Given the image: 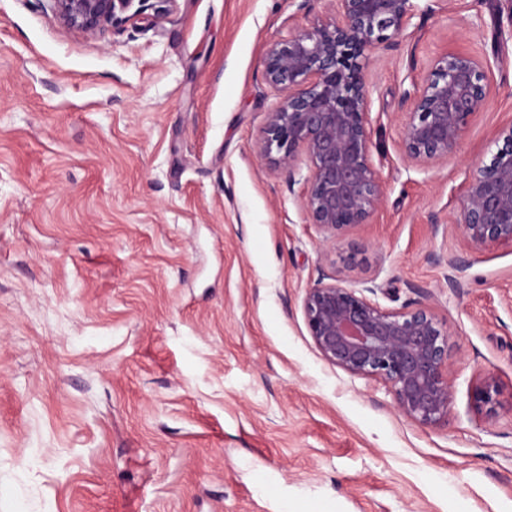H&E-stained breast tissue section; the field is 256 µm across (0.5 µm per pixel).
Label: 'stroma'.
Here are the masks:
<instances>
[{"instance_id": "35a3bbf8", "label": "stroma", "mask_w": 512, "mask_h": 512, "mask_svg": "<svg viewBox=\"0 0 512 512\" xmlns=\"http://www.w3.org/2000/svg\"><path fill=\"white\" fill-rule=\"evenodd\" d=\"M426 4L367 70L383 201L326 250L253 144L269 45L328 0H177L96 36L0 0V512H512V250L432 232L512 128V0ZM449 50L488 61V105L414 167L402 95ZM337 269L447 330V425L322 359L303 300ZM500 386L494 377L480 378L473 386L472 398L478 412L491 414L495 405L498 404Z\"/></svg>"}]
</instances>
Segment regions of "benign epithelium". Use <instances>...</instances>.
I'll return each mask as SVG.
<instances>
[{
	"mask_svg": "<svg viewBox=\"0 0 512 512\" xmlns=\"http://www.w3.org/2000/svg\"><path fill=\"white\" fill-rule=\"evenodd\" d=\"M64 24L95 35L118 28L151 8L170 14L176 0H48ZM333 17L293 27L273 42L265 62L268 84L280 95L255 139V149L288 184L308 185L300 207L319 234L336 244L349 229L370 223L384 185L373 157L366 70L396 41L416 14L414 0H330ZM487 61L463 52L438 57L431 76L404 92L409 102L398 149L410 164L448 159L474 116L484 109ZM454 227L474 254L512 247V128L490 163L473 171ZM448 284L461 287L468 264L448 254ZM378 286L351 287L341 271L307 289L305 322L330 365L381 382L396 411L424 427L448 423L454 378L449 339L432 310L418 303L381 306ZM500 386L490 376L473 386L477 411L492 413Z\"/></svg>",
	"mask_w": 512,
	"mask_h": 512,
	"instance_id": "benign-epithelium-1",
	"label": "benign epithelium"
}]
</instances>
